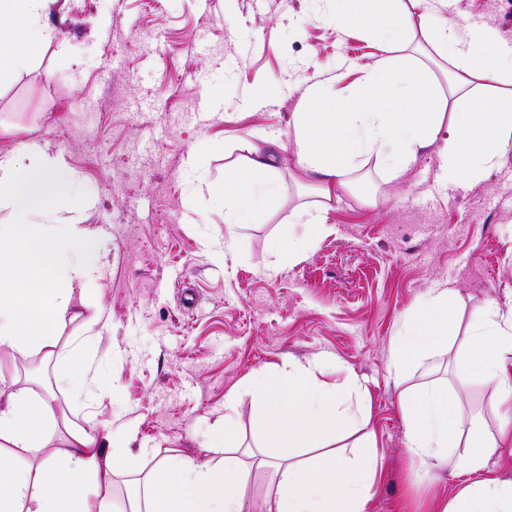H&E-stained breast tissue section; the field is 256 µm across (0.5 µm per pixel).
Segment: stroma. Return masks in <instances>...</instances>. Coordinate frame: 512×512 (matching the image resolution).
Returning a JSON list of instances; mask_svg holds the SVG:
<instances>
[{
  "mask_svg": "<svg viewBox=\"0 0 512 512\" xmlns=\"http://www.w3.org/2000/svg\"><path fill=\"white\" fill-rule=\"evenodd\" d=\"M326 0H52L51 43L25 73L0 79V151L38 145L96 200L56 216L101 244L100 271L60 331L59 362L5 353L0 374L32 372L45 395L94 356L110 396L72 404L125 432L123 453L177 448L207 459L232 416L241 449L270 447L261 401H225L253 372L325 358L358 375L370 417L345 432V455L374 441L380 477L365 512H432L466 484L453 466L418 478L400 395L437 384L463 418L499 422L494 389L468 369L466 327L487 301L512 307V152L481 181L455 187L435 153L389 180L375 164L332 201L328 233L282 255L270 242L313 196L299 183L288 119L319 68L372 61L368 35L336 28ZM441 16L512 44V0H448ZM285 86L257 105L262 82ZM239 137L278 159L281 193L261 223L224 222V145ZM434 288L455 297V329L424 366L389 374L397 325Z\"/></svg>",
  "mask_w": 512,
  "mask_h": 512,
  "instance_id": "obj_1",
  "label": "stroma"
}]
</instances>
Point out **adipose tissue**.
Segmentation results:
<instances>
[{
    "label": "adipose tissue",
    "instance_id": "ef3b65f1",
    "mask_svg": "<svg viewBox=\"0 0 512 512\" xmlns=\"http://www.w3.org/2000/svg\"><path fill=\"white\" fill-rule=\"evenodd\" d=\"M337 25L360 20L377 55L364 75L336 92V77L310 84L292 115V156L300 178L310 180L314 204L295 212L310 229L295 239L284 227L271 247L281 254L309 248L325 231L322 215L348 189L350 177L376 158L390 179H401L418 155L438 147L448 180L469 184L495 169L512 150V48L495 30L476 25L468 38L428 8L429 0H332ZM48 0H0V77L28 71L51 41L43 21ZM433 35L438 55L452 65L444 81L414 55L415 33ZM224 221L253 224L280 193L273 156L239 139L225 149ZM76 207L93 199L38 146L25 157L0 155V350L48 362L64 355L59 331L75 293L98 275L96 244L71 224L52 223L57 200ZM41 212L35 226L27 217ZM451 293L431 294L397 328L389 368L400 374L408 357L425 361L448 335ZM468 364L512 401V309L487 304L468 325ZM324 359L287 361L277 376L257 372L242 384L264 404L265 426L280 452L272 462L276 491L267 512H365L379 469L376 450L349 459L330 452L337 432L368 418L367 389L347 374L345 395L321 382ZM70 400L109 388L94 360L59 378ZM54 394L33 396L19 381L0 386V512H245L244 463L234 453L235 427L225 419L215 447L218 459L197 462L169 448L137 481L126 507L116 505L118 478L132 466L116 452L122 434L97 425H74ZM401 409L407 446L424 468L453 462L476 475L436 512H512V480L489 475L497 448L512 444V416L496 433L482 419L457 415L446 389L407 391ZM466 454H458L459 444ZM315 448V460L296 449Z\"/></svg>",
    "mask_w": 512,
    "mask_h": 512
}]
</instances>
